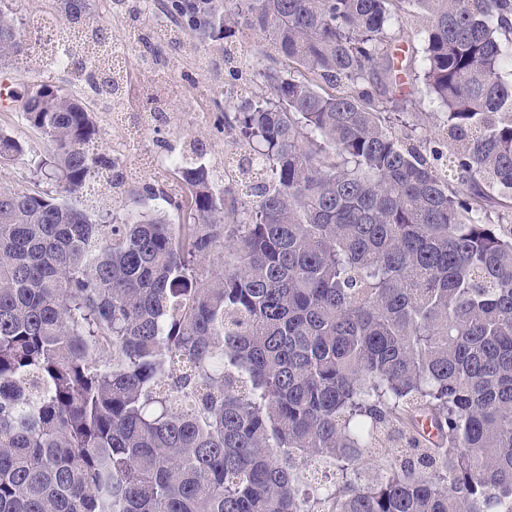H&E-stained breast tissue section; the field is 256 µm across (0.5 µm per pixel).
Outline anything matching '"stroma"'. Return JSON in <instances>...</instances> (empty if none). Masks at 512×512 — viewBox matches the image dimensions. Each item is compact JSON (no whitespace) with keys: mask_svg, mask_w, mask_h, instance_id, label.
I'll return each instance as SVG.
<instances>
[{"mask_svg":"<svg viewBox=\"0 0 512 512\" xmlns=\"http://www.w3.org/2000/svg\"><path fill=\"white\" fill-rule=\"evenodd\" d=\"M244 54L252 67L245 81L231 79L224 72V59L217 54L205 55L204 49L192 37H184L179 50L171 53L166 64L153 67L142 62L138 51H130L127 70L132 89L123 110L129 122L144 124L141 144L132 146L126 155L128 167L136 169L140 184L155 182L153 167L143 162L145 152L159 155L184 148L187 138H196L205 146V162L215 170H223L229 156L239 154L243 146L233 131L224 127V108L227 95H239L248 89L250 97H270L254 69L261 61L264 40L251 35L244 39ZM11 79L16 89L33 83L67 86L66 73L43 74L40 60L26 54L22 66L0 68V78ZM440 120L437 109L413 94L407 110L394 129L411 134L414 141L435 137ZM0 128L23 141L28 149L25 156L0 164V180L35 190L45 189V182L37 176L32 160L43 154L40 135L22 120L19 111L1 112Z\"/></svg>","mask_w":512,"mask_h":512,"instance_id":"1","label":"stroma"}]
</instances>
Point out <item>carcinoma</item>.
<instances>
[{"label":"carcinoma","mask_w":512,"mask_h":512,"mask_svg":"<svg viewBox=\"0 0 512 512\" xmlns=\"http://www.w3.org/2000/svg\"><path fill=\"white\" fill-rule=\"evenodd\" d=\"M52 16L106 43L86 0ZM132 18L151 0H105ZM232 63L259 34L274 99L224 110L233 172L174 157L140 186L74 92L22 113L54 190L0 181V512H512V0H167ZM410 13L422 51L393 48ZM0 0V62L23 58ZM443 110L426 148L391 114ZM0 130V163L25 154ZM256 178L247 208L234 186ZM94 183L92 214L67 201Z\"/></svg>","instance_id":"obj_1"}]
</instances>
